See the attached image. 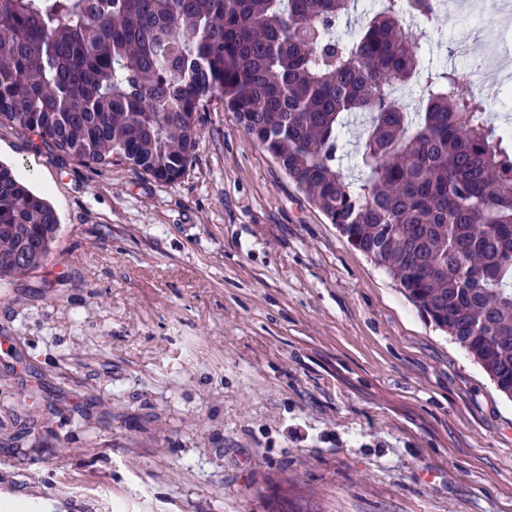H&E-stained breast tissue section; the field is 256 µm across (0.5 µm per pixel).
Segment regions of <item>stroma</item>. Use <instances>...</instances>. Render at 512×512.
Wrapping results in <instances>:
<instances>
[{"mask_svg": "<svg viewBox=\"0 0 512 512\" xmlns=\"http://www.w3.org/2000/svg\"><path fill=\"white\" fill-rule=\"evenodd\" d=\"M432 54L512 48L487 7ZM163 183L0 125L60 219L0 288V512H512V399L219 99Z\"/></svg>", "mask_w": 512, "mask_h": 512, "instance_id": "1", "label": "stroma"}]
</instances>
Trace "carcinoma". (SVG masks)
I'll use <instances>...</instances> for the list:
<instances>
[{"instance_id":"obj_1","label":"carcinoma","mask_w":512,"mask_h":512,"mask_svg":"<svg viewBox=\"0 0 512 512\" xmlns=\"http://www.w3.org/2000/svg\"><path fill=\"white\" fill-rule=\"evenodd\" d=\"M0 0V123L164 182L213 97L512 398V135L422 40L438 0ZM416 21L413 36L408 19ZM364 115L361 175L342 128ZM56 210L0 163V285L46 267Z\"/></svg>"}]
</instances>
